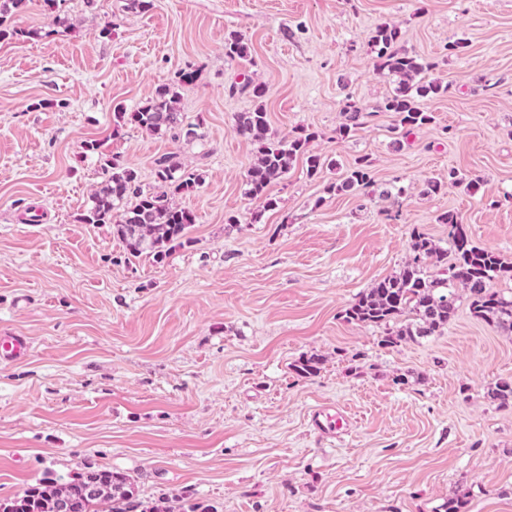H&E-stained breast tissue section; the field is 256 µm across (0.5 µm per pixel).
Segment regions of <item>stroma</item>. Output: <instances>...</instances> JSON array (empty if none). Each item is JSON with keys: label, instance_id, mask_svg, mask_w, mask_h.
Instances as JSON below:
<instances>
[{"label": "stroma", "instance_id": "35a3bbf8", "mask_svg": "<svg viewBox=\"0 0 512 512\" xmlns=\"http://www.w3.org/2000/svg\"><path fill=\"white\" fill-rule=\"evenodd\" d=\"M13 22L29 35L0 42V336L29 349L0 361V498L111 469L139 501L186 490L197 512H445L454 494L512 512V404L486 397L512 376V335L465 299L394 348L342 316L399 274L412 231L447 245L444 214L512 258V0H28ZM385 22L445 87L401 139L375 113L397 85L369 45ZM233 35L247 57L225 55ZM164 85L193 137L117 122ZM350 102L374 118L343 138ZM259 105L275 139L313 132L323 162L311 176L297 158L270 207L247 194L256 147L234 131ZM92 140L147 189L165 153L201 174L174 198L196 222L165 258H127L111 225L81 222L103 180ZM361 158L371 187L330 193ZM431 180L445 187L424 195ZM311 355L320 373L297 377ZM318 405L346 413L341 439L312 431Z\"/></svg>", "mask_w": 512, "mask_h": 512}]
</instances>
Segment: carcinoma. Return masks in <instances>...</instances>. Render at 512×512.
Instances as JSON below:
<instances>
[{"mask_svg": "<svg viewBox=\"0 0 512 512\" xmlns=\"http://www.w3.org/2000/svg\"><path fill=\"white\" fill-rule=\"evenodd\" d=\"M26 2L0 0V42L29 35L11 25L10 21ZM398 40L397 28L380 24L370 37V44L377 70L399 79L396 94L385 99L378 111L393 114L392 132L408 133L433 122L432 113L421 108L417 98L438 94L442 86L437 82L421 84L416 81L430 65L421 63L417 56L399 45ZM224 51L231 58H242L247 55L248 45L244 38L234 35L225 42ZM178 101V93L165 86L138 110L118 111L116 119L134 123L159 137H190L194 130L185 124ZM342 116L339 135L345 137L365 124L372 113L349 103ZM235 132L258 145L255 158L246 171L248 194L253 198L263 197L268 186L287 174L300 156L306 157L310 176L323 167L319 156L307 152L312 134L303 130L286 143L273 141L267 112L261 107L239 115ZM84 152L98 155L104 181L92 195L82 222L112 225L113 236L129 255L138 257L148 252L160 259L166 255L168 245L184 238L191 225L196 223L194 213L175 205L171 196L199 185L202 177L187 171L176 154L168 153L154 160V177L162 190L146 192L138 184L136 171L103 152L101 143H85ZM372 183L370 162L363 158L350 167L341 183L330 186V189L358 191ZM440 221L448 225L450 248L441 247L424 233L413 232L411 256L402 271L376 282L344 311V319L348 322L385 327L386 336L381 339V345L385 347L432 336L447 326L460 301L459 287L466 292L476 318L503 333L512 334V296L507 297L492 287L495 280L505 275L512 277V259L472 245L456 215L449 213ZM446 264L449 265L447 277L427 274L429 267ZM400 321L402 326L396 330L391 328ZM322 365L321 357L311 356L295 364L294 370L299 376L310 378L319 374ZM488 397L501 406L511 404L512 377L498 379L488 390ZM61 495L70 500L71 512H135L137 508L141 512H195L193 505L190 510H185L187 494L179 495L178 504L169 505L163 511L153 506L144 508L142 503L135 501L133 479L106 469L89 470L66 482L44 479L20 495L0 499V505H17L14 512H53L51 504Z\"/></svg>", "mask_w": 512, "mask_h": 512, "instance_id": "1", "label": "carcinoma"}]
</instances>
